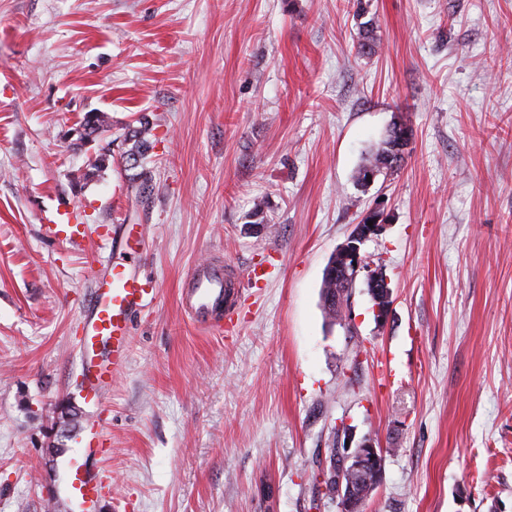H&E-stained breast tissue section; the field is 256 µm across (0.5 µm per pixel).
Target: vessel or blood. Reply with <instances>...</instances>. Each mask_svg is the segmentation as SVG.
I'll list each match as a JSON object with an SVG mask.
<instances>
[{"label": "vessel or blood", "instance_id": "obj_1", "mask_svg": "<svg viewBox=\"0 0 512 512\" xmlns=\"http://www.w3.org/2000/svg\"><path fill=\"white\" fill-rule=\"evenodd\" d=\"M106 248L118 251L119 260L96 257L93 285L80 320L81 339L77 358V377L91 400L101 401L112 383L127 368L131 357L130 317L134 310L148 306L155 295L135 267L139 262L140 240L134 225L118 224ZM258 277L255 268H247L243 280L230 282L219 262L193 267L189 289L183 302L192 319L204 328L232 333L237 328L233 302L241 297L247 284ZM111 492V483L103 474H90L82 463H75L70 477V496L76 512H100Z\"/></svg>", "mask_w": 512, "mask_h": 512}]
</instances>
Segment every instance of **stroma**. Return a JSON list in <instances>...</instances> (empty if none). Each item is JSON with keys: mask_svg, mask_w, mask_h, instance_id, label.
Returning a JSON list of instances; mask_svg holds the SVG:
<instances>
[{"mask_svg": "<svg viewBox=\"0 0 512 512\" xmlns=\"http://www.w3.org/2000/svg\"><path fill=\"white\" fill-rule=\"evenodd\" d=\"M88 112L111 118L97 172ZM144 116L146 190L121 161ZM398 119L401 169L358 184ZM379 201L391 314L359 282L329 325L324 270ZM112 224L156 296L95 406L77 327ZM208 258L264 270L232 337L182 305ZM99 418L101 512H337L312 473L347 428L387 451L363 512H512V0H0V512H47Z\"/></svg>", "mask_w": 512, "mask_h": 512, "instance_id": "1", "label": "stroma"}]
</instances>
